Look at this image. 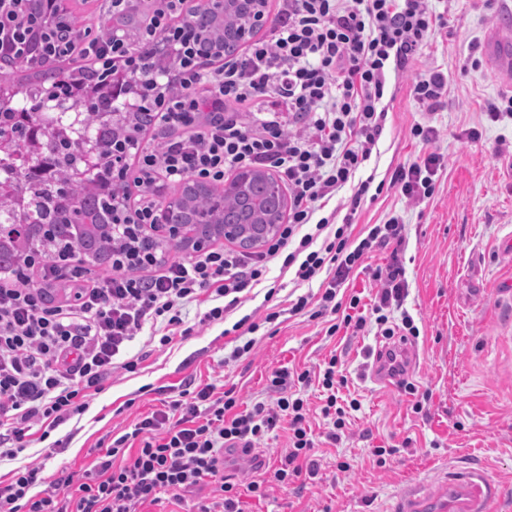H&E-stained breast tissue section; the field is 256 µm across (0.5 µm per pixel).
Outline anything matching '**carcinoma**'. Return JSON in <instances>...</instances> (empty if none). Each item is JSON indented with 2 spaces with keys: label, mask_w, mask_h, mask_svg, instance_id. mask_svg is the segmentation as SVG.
Wrapping results in <instances>:
<instances>
[{
  "label": "carcinoma",
  "mask_w": 512,
  "mask_h": 512,
  "mask_svg": "<svg viewBox=\"0 0 512 512\" xmlns=\"http://www.w3.org/2000/svg\"><path fill=\"white\" fill-rule=\"evenodd\" d=\"M232 16H216L204 9L191 23L203 52L218 48L233 53L227 40ZM72 29L47 28L41 23L38 0L15 42L3 51L5 70H0V132L9 134L5 154L23 159L16 172L3 165L8 181L0 192L21 200L18 207L0 209V225L10 224L18 237L34 235L36 227L51 224L48 257L67 265L77 257L107 264L112 255L117 191L112 180V148L123 149L132 135L153 121V114L139 109L112 123L117 111L119 87L112 73L64 69L44 64ZM95 153L103 162V176L86 174V160ZM287 207L278 180L263 169L242 172L217 191L201 184H186L177 207L166 216L168 224H192L207 238L219 234L224 224H280ZM83 226L75 236L73 225Z\"/></svg>",
  "instance_id": "obj_1"
}]
</instances>
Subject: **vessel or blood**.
Masks as SVG:
<instances>
[{"label":"vessel or blood","mask_w":512,"mask_h":512,"mask_svg":"<svg viewBox=\"0 0 512 512\" xmlns=\"http://www.w3.org/2000/svg\"><path fill=\"white\" fill-rule=\"evenodd\" d=\"M488 40L496 59L512 44V6L491 29ZM500 495V485L481 467L452 465L396 496L386 512H493Z\"/></svg>","instance_id":"obj_1"}]
</instances>
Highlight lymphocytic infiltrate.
<instances>
[{"label":"lymphocytic infiltrate","instance_id":"1","mask_svg":"<svg viewBox=\"0 0 512 512\" xmlns=\"http://www.w3.org/2000/svg\"><path fill=\"white\" fill-rule=\"evenodd\" d=\"M186 0H162L163 6L142 30L136 44L74 28L79 53L65 51L83 65L128 71L145 91L155 119L149 127L153 146L136 148L124 184L137 196L122 194L121 209L133 224H157L160 188L187 180L214 186L226 174L247 168L276 171L288 190V217L257 251L224 246L195 250L189 257L165 259L145 251L138 239L112 236L111 272L84 284L72 280L65 301L54 298L58 278L34 282L25 273L0 281V461L14 460L33 443L32 429H56L83 415L89 392L102 391L114 370L136 371L141 356L120 353L140 332L160 346L172 343L184 324L182 311L200 299L212 301L205 322L225 321L241 304L246 289L265 281L272 265L293 270L295 284L318 283L317 293L290 301L289 315L336 320L328 335L363 328L361 299L340 297L351 272L362 267L377 247L395 246L372 306L385 338L418 336L410 315L390 320L403 305L405 269L399 257L405 245L398 217L369 224L356 234L352 223L375 181L362 176L380 152L388 120L381 102L391 76L403 73L420 54L443 15L426 0H278L277 22L269 37L251 41L241 57L196 60L176 57L156 72L145 45H173L188 39L192 15ZM264 98L266 111H248ZM442 158L431 152L396 169L390 186L420 204L433 197ZM351 188L348 210L338 215L330 202ZM337 358L324 363L320 384L326 390L321 409L330 418L331 441H339L346 412L338 404L345 377ZM310 371L275 372L279 393L273 408L255 404L239 410L233 391L216 393L198 385L188 398L140 417L131 435L120 436L93 469L49 478L43 465L28 463L0 479V512H138L160 494L186 491L215 482L219 493L198 512H238L241 492L264 496L265 480L246 486L224 477L225 451L251 450L279 421L288 424V448L273 478L289 484L315 475L319 461L306 424L307 404L294 391L309 383ZM140 442L127 454L128 439Z\"/></svg>","mask_w":512,"mask_h":512}]
</instances>
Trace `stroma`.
<instances>
[{
	"label": "stroma",
	"mask_w": 512,
	"mask_h": 512,
	"mask_svg": "<svg viewBox=\"0 0 512 512\" xmlns=\"http://www.w3.org/2000/svg\"><path fill=\"white\" fill-rule=\"evenodd\" d=\"M428 5L438 13L450 11L452 18L390 82L376 168L384 178L425 153H438L444 166L436 192L413 205L391 189L364 199L355 219L362 226L396 216L405 226L403 309L420 330L408 341L416 359L407 376L430 395L422 410H414L415 396L374 380V355L385 344L374 322L332 337L323 318L266 322L267 313L287 308L289 296L301 293L290 274L275 266L240 309L259 324L249 355L228 361L235 345L232 321L205 324L209 303H190L183 311L190 336L164 348L148 346L147 334L136 336L126 352L143 354L138 370L114 373L102 392L89 397L83 415L50 431L17 462L0 463V476L16 463H40L49 474L87 468L99 443L131 431L139 417L177 398L191 380L220 392L234 390L244 410L259 402L273 404L275 370H311L334 355L347 378L340 394L357 399L360 409L352 412L340 441L331 443L326 438L330 426L319 410L321 389L315 382L305 387L320 459L317 475L285 488L269 484L261 499L242 493L240 512H381L412 482L447 464L472 462L484 466L504 489L498 512H512V255L502 250L504 239L512 237V120L491 123L483 114L486 102L512 92L502 86L488 58L468 66L467 76L458 74L460 66H467L471 44L485 42L504 5L502 0L490 5L428 0ZM429 70L451 78L447 98L432 111L410 93L412 78ZM416 123L435 127L436 140L425 145L414 139L410 129ZM472 129L477 139H468ZM376 448L388 449L385 463L373 457ZM287 451L286 430L275 429L250 454L225 453L224 475L240 481L255 461L275 468ZM341 461L348 470L338 469Z\"/></svg>",
	"instance_id": "stroma-1"
}]
</instances>
